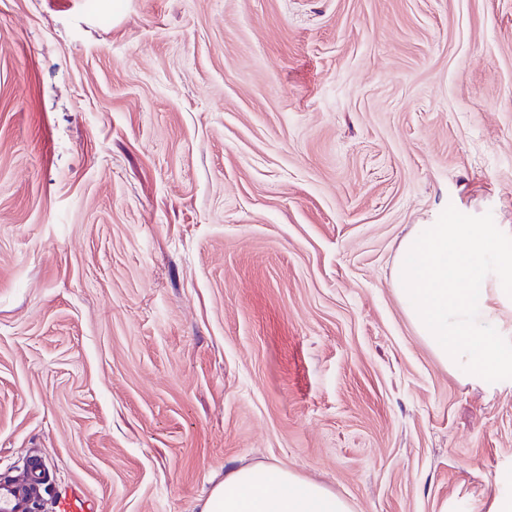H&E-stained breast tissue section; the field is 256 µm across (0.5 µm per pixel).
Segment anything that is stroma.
Returning <instances> with one entry per match:
<instances>
[{"label": "stroma", "mask_w": 512, "mask_h": 512, "mask_svg": "<svg viewBox=\"0 0 512 512\" xmlns=\"http://www.w3.org/2000/svg\"><path fill=\"white\" fill-rule=\"evenodd\" d=\"M512 225V0H0V477L200 512L276 462L354 512L512 497V379L393 270Z\"/></svg>", "instance_id": "35a3bbf8"}]
</instances>
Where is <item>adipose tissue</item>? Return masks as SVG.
<instances>
[{
  "instance_id": "1",
  "label": "adipose tissue",
  "mask_w": 512,
  "mask_h": 512,
  "mask_svg": "<svg viewBox=\"0 0 512 512\" xmlns=\"http://www.w3.org/2000/svg\"><path fill=\"white\" fill-rule=\"evenodd\" d=\"M200 512H352L326 485L274 463L225 472L203 499Z\"/></svg>"
}]
</instances>
